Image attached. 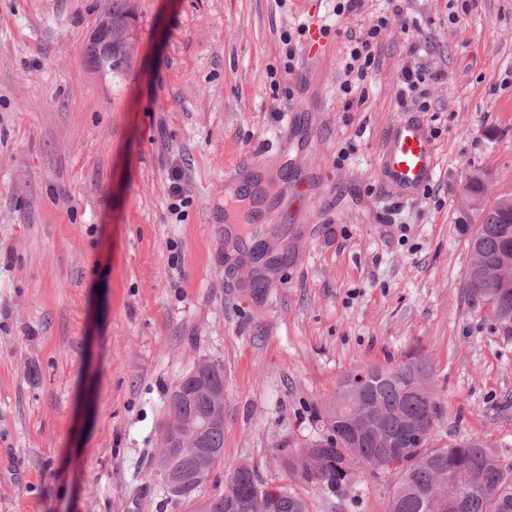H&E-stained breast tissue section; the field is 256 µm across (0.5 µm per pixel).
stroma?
<instances>
[{
	"label": "stroma",
	"instance_id": "obj_1",
	"mask_svg": "<svg viewBox=\"0 0 512 512\" xmlns=\"http://www.w3.org/2000/svg\"><path fill=\"white\" fill-rule=\"evenodd\" d=\"M336 3L132 0L137 50L115 79L85 55L112 0H0V512H192L157 460L169 392L201 360L224 369L202 500L247 463L309 512H387L384 477L326 500L282 459L321 434L350 371L410 357L443 407L430 446L512 456V334L464 297L460 226L471 170L493 173L487 202L512 189V0H401L409 31L382 29L353 79L347 34L391 7ZM292 44L321 49L315 89L287 74ZM414 65L436 176L401 202L377 161L419 109L400 94ZM264 156L308 182L275 191L260 231L288 260L256 299L224 238V173Z\"/></svg>",
	"mask_w": 512,
	"mask_h": 512
}]
</instances>
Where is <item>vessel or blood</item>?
I'll list each match as a JSON object with an SVG mask.
<instances>
[{"mask_svg":"<svg viewBox=\"0 0 512 512\" xmlns=\"http://www.w3.org/2000/svg\"><path fill=\"white\" fill-rule=\"evenodd\" d=\"M270 164L266 157L246 161L230 173L237 206L226 213V239H238L240 225L264 223L269 206L265 171ZM378 168L383 188L400 199L418 197L433 181L436 144L422 115H404L390 127Z\"/></svg>","mask_w":512,"mask_h":512,"instance_id":"b4317fda","label":"vessel or blood"}]
</instances>
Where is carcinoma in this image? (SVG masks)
<instances>
[{
	"label": "carcinoma",
	"mask_w": 512,
	"mask_h": 512,
	"mask_svg": "<svg viewBox=\"0 0 512 512\" xmlns=\"http://www.w3.org/2000/svg\"><path fill=\"white\" fill-rule=\"evenodd\" d=\"M132 12L131 0H112V27L118 30L127 25ZM112 55V77L119 78L129 59L120 44L113 45ZM510 195L512 190L475 211V229L468 237L470 259L462 283L464 296L474 307L483 306L484 293L497 295V302L491 305L496 317L504 310L512 311V206L504 205ZM488 262L503 265L505 276L486 280L480 288L471 287L474 269ZM418 378L429 379V370L416 358L389 368L364 367L347 375L324 409L325 432L308 447L285 455L289 476L328 498L351 484V469L362 464L390 481L388 512H440L439 503L452 502L453 491L442 482V475L457 470L469 477L468 507L446 512H512V460L489 442L461 440L440 448L427 443L414 445L395 468L372 466L388 439L400 433L405 424H422L431 431L439 420V400L432 386L415 388L413 381ZM180 386L186 388L189 398L169 399V417L201 421L212 412L209 395L196 380L185 375L173 388ZM359 403L377 410L380 417L374 425L351 435L345 430V421ZM202 440L207 448L224 447V427L204 430ZM170 466L183 475L181 493L167 491L170 500H195L202 483L190 474L189 463L175 457ZM224 491L229 496L214 504L215 512H262L267 503L275 506V512H309L300 494L287 486L262 484L254 468L245 463L227 472Z\"/></svg>",
	"instance_id": "obj_1"
}]
</instances>
